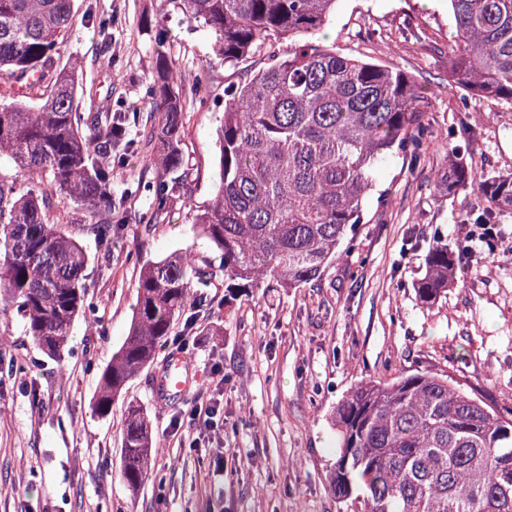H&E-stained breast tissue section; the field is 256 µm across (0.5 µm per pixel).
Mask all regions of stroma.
I'll return each mask as SVG.
<instances>
[{
	"mask_svg": "<svg viewBox=\"0 0 512 512\" xmlns=\"http://www.w3.org/2000/svg\"><path fill=\"white\" fill-rule=\"evenodd\" d=\"M76 0L61 60L76 64L86 89L113 110L138 111L135 146L112 168L123 223L104 247L83 213L55 196L59 227L88 255L85 284L92 319H79L62 358L46 355L14 309L0 308V350L23 372L0 371V512H357L337 499L336 407L362 381L430 370L470 394L512 407V210L501 213L493 243L472 237L483 200L442 190L449 132H477L468 166L512 171V101L452 90L448 49L456 39L447 0H340L319 40L355 58L397 67L428 96L432 149L419 163L393 154L376 175L352 246L318 280L301 288L256 291L217 306L198 321L190 347L159 350L107 417L93 406L102 370L128 334L145 263L189 251L207 257L197 214L214 201L216 128L225 86L262 68L264 55L235 66L213 59V41L162 0H97L111 14L101 39ZM176 56L179 87L204 85L203 104L187 106L182 152L193 172L163 223H149L153 196L146 157L154 115L143 105L158 53ZM464 244L457 279L433 304L418 299L434 234ZM183 355L192 385L182 399L161 396L170 357ZM216 418L194 420L198 399ZM147 413L155 473L138 491L121 476L120 423L127 402ZM179 427H172V420Z\"/></svg>",
	"mask_w": 512,
	"mask_h": 512,
	"instance_id": "1",
	"label": "stroma"
}]
</instances>
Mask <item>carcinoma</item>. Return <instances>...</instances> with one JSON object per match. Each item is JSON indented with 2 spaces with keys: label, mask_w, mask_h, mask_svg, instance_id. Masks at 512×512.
<instances>
[{
  "label": "carcinoma",
  "mask_w": 512,
  "mask_h": 512,
  "mask_svg": "<svg viewBox=\"0 0 512 512\" xmlns=\"http://www.w3.org/2000/svg\"><path fill=\"white\" fill-rule=\"evenodd\" d=\"M214 37L218 60L236 65L272 40L287 44L244 82L224 88L217 135L219 198L194 229L216 257H166L145 265L128 336L101 373L94 413L106 416L128 382L153 364L175 321L212 308L207 288L224 280V304L259 288H301L320 277L336 249L353 240L375 174L397 151L425 152L428 106L406 72L344 55L313 40L338 0H166ZM455 45L451 86L512 101V0H448ZM74 0H0V151L14 173L0 174V306L21 315L26 334L61 357L78 317L91 307L88 256L51 211L67 196L102 237L112 235V159L134 145L129 115L81 95L78 73L60 65ZM175 61L159 53L146 91L156 117L158 158L150 223L164 221L177 174L192 172L181 149L186 105L203 81L173 87ZM460 130L448 147L441 186L479 194L475 224L491 235L512 209V173L477 175L464 163L473 145ZM459 252L437 234L415 284L423 303L448 292ZM336 497L362 489L361 512H512V409L500 410L431 371L368 380L336 407ZM152 434L130 402L121 423L122 478L132 491L152 475Z\"/></svg>",
  "instance_id": "cac0c4a2"
}]
</instances>
